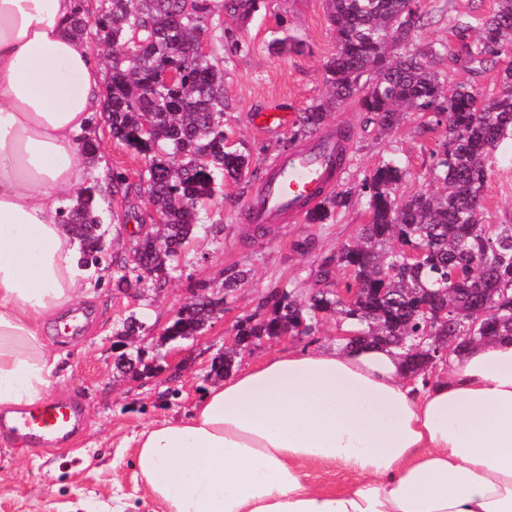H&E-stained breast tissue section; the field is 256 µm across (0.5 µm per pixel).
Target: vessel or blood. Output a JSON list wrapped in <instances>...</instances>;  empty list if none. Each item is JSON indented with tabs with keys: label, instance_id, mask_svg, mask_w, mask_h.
Here are the masks:
<instances>
[{
	"label": "vessel or blood",
	"instance_id": "obj_1",
	"mask_svg": "<svg viewBox=\"0 0 512 512\" xmlns=\"http://www.w3.org/2000/svg\"><path fill=\"white\" fill-rule=\"evenodd\" d=\"M349 148V142L340 133L326 131L312 135L272 160L257 191L245 203L252 221L266 225L302 219L339 179L338 159ZM78 417L76 404L52 399L22 415L19 423L35 444L43 439L69 436Z\"/></svg>",
	"mask_w": 512,
	"mask_h": 512
}]
</instances>
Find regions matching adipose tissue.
Instances as JSON below:
<instances>
[{
	"mask_svg": "<svg viewBox=\"0 0 512 512\" xmlns=\"http://www.w3.org/2000/svg\"><path fill=\"white\" fill-rule=\"evenodd\" d=\"M86 8L0 0V409L47 394L45 328L93 275L59 221L102 109L101 69L69 32ZM313 463L355 480L320 489ZM135 466L166 512H512V342L450 353L424 381L380 345L291 350L144 432Z\"/></svg>",
	"mask_w": 512,
	"mask_h": 512,
	"instance_id": "1",
	"label": "adipose tissue"
}]
</instances>
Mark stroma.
<instances>
[{"label":"stroma","instance_id":"1","mask_svg":"<svg viewBox=\"0 0 512 512\" xmlns=\"http://www.w3.org/2000/svg\"><path fill=\"white\" fill-rule=\"evenodd\" d=\"M495 6L496 0H424V17L413 42L457 48L448 30L449 16L482 15ZM212 47L224 58L226 144L248 155L255 176L245 182L225 181L223 195L212 203L223 222L221 233L201 231L186 243L178 268L163 288H149L133 298L117 289L113 271L96 273L76 304L87 315L81 333L65 339L55 329L47 330L62 364L48 395L75 401L82 425L66 443L40 445L0 428V512H165L134 466V435L187 417L216 382L214 362L233 339L238 320L253 313L259 298L274 285L297 282L303 289L314 288L323 260L352 242L369 221L364 204L354 201L333 211L326 223H286L260 236L245 213V201L257 189L259 174L291 136L286 129L255 127L253 114L271 109L298 113L327 94L323 65L335 52L336 40L324 0H266L265 10L248 21L225 16L224 37ZM437 69L451 88L467 85L483 93L498 88L496 64L472 72L447 57ZM343 117L354 130V143L340 186L358 185L383 161L395 159L412 172L401 193L425 188L422 175L431 163L439 130L410 115L390 135H379L353 101L334 111L327 123L335 125ZM93 128L100 147L98 170L124 174L131 185L128 195L104 202L112 252L123 256L138 241L132 224L147 228L153 222L137 190L145 161L113 140L103 115L94 116ZM488 166L482 221L512 224V143L499 146ZM241 271L247 279L223 313L200 337L183 341L179 367L159 366L160 336L177 309L198 293L223 287L226 277ZM131 316L151 334L144 344V365L135 373L115 366L122 324ZM337 334L331 316L321 321L314 335L259 342L237 355L235 365L242 368L291 347H330Z\"/></svg>","mask_w":512,"mask_h":512}]
</instances>
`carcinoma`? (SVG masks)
Wrapping results in <instances>:
<instances>
[{
    "label": "carcinoma",
    "instance_id": "obj_1",
    "mask_svg": "<svg viewBox=\"0 0 512 512\" xmlns=\"http://www.w3.org/2000/svg\"><path fill=\"white\" fill-rule=\"evenodd\" d=\"M265 0H224L223 8L243 20ZM327 21L336 53L324 64L328 95L311 102L297 120L293 137L317 133L331 112L349 99L370 114L380 134L398 129L407 115H419L442 129L424 180L441 190L399 196L411 171L391 159L376 167L359 187L323 198L306 217L324 224L334 209L364 199L369 222L354 242L322 263L317 281L330 278V266L348 272L344 288L308 295L284 283L272 291L262 315L237 321L236 335L267 339L310 336L324 313L348 326L355 343H373L403 353L413 372L432 340L445 359L447 341L455 350L471 344L512 340V224H483L486 161L505 139H512V63L504 69L498 94L472 87H445L429 61L448 46H411L422 17L421 0H326ZM216 0H99L93 17L76 15L70 30L89 36L102 50L108 80L103 112L112 138L145 161L139 189L158 223L160 243L141 244L144 264L176 268L184 244L206 223L203 203L221 191L224 180L239 182L249 171L248 156L226 149L224 60L198 53L199 39L220 25ZM459 40L453 59L472 70L492 56L512 51V0L474 23L466 15L448 18ZM181 78L166 82V72ZM154 121L145 126L148 116ZM62 224H102L99 177L92 175L60 212ZM118 285L138 288L145 279L120 263ZM490 303L495 317L479 319ZM212 307L199 302L172 320L170 336L200 335Z\"/></svg>",
    "mask_w": 512,
    "mask_h": 512
}]
</instances>
